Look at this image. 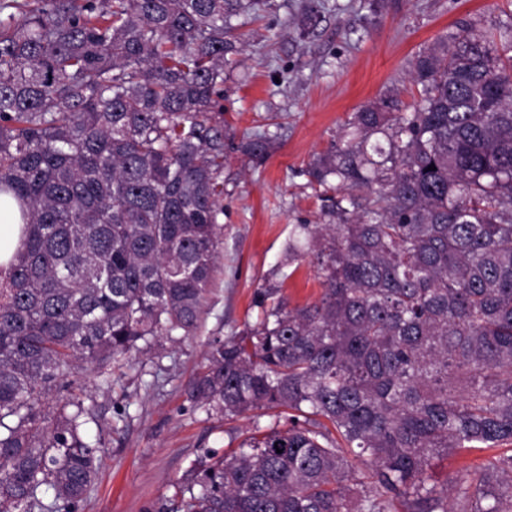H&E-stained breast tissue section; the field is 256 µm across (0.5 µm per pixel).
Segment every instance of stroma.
<instances>
[{
    "instance_id": "stroma-1",
    "label": "stroma",
    "mask_w": 512,
    "mask_h": 512,
    "mask_svg": "<svg viewBox=\"0 0 512 512\" xmlns=\"http://www.w3.org/2000/svg\"><path fill=\"white\" fill-rule=\"evenodd\" d=\"M310 4L319 18L304 32ZM463 26L492 34L496 54H512V0H267L240 26L247 42L224 58V233L200 326L107 370L79 371L88 437L102 457L75 512H176L175 487L196 459L234 455L255 428H287L270 410L230 420L210 414L187 383L210 343L256 322L257 289L277 286L292 307L319 299L310 261L281 271L295 225L329 220V192L311 186L310 164L333 149L361 106L394 97L405 110L417 101L416 55ZM263 131L273 145L257 164L240 146Z\"/></svg>"
}]
</instances>
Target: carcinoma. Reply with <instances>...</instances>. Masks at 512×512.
I'll use <instances>...</instances> for the list:
<instances>
[{
    "label": "carcinoma",
    "instance_id": "obj_1",
    "mask_svg": "<svg viewBox=\"0 0 512 512\" xmlns=\"http://www.w3.org/2000/svg\"><path fill=\"white\" fill-rule=\"evenodd\" d=\"M259 0H0V195L25 235L0 279V512L94 482L77 394L161 336L195 332L218 258L224 54ZM410 112L353 114L319 158L330 224H297L303 306L210 345L187 384L232 419L279 410L178 484L181 512H512V59L466 28L420 53ZM270 138L244 152L261 161ZM435 169H429V166ZM496 449L439 487L434 460ZM364 470H355L353 461Z\"/></svg>",
    "mask_w": 512,
    "mask_h": 512
}]
</instances>
